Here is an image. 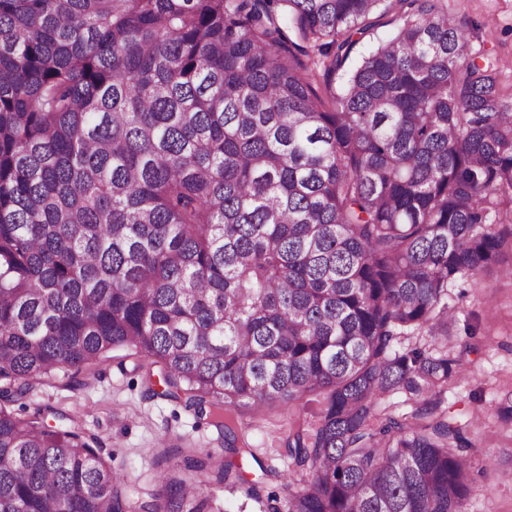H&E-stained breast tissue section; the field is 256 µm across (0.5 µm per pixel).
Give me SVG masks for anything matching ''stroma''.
Returning <instances> with one entry per match:
<instances>
[{"mask_svg": "<svg viewBox=\"0 0 512 512\" xmlns=\"http://www.w3.org/2000/svg\"><path fill=\"white\" fill-rule=\"evenodd\" d=\"M449 12L470 23V48L496 62L512 77V0H448ZM512 254L480 274L448 290L455 318L448 345L474 339L479 347L462 353V366L444 396V407L463 421H472L474 467L480 468L479 488L466 512H512ZM149 362L134 350L119 348L83 368L73 384L56 378L23 398L25 414L51 406L78 414L87 433L98 436L102 453L113 469L127 475L132 492L152 489L159 471L187 477L186 460L220 454L222 443L212 428L169 401L146 393L142 384ZM250 422L253 445L260 448L264 467L286 470L287 456L270 452L273 437L283 435L280 410L266 419L241 409Z\"/></svg>", "mask_w": 512, "mask_h": 512, "instance_id": "35a3bbf8", "label": "stroma"}]
</instances>
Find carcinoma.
Listing matches in <instances>:
<instances>
[{
    "label": "carcinoma",
    "instance_id": "cac0c4a2",
    "mask_svg": "<svg viewBox=\"0 0 512 512\" xmlns=\"http://www.w3.org/2000/svg\"><path fill=\"white\" fill-rule=\"evenodd\" d=\"M384 2L0 0V512H220L11 407L118 347L224 439L216 484L258 460L239 409L288 408L272 512H465L448 288L512 253V84L447 0L345 70Z\"/></svg>",
    "mask_w": 512,
    "mask_h": 512
}]
</instances>
